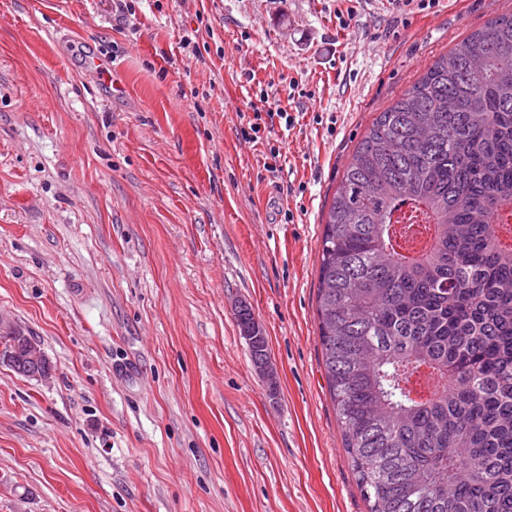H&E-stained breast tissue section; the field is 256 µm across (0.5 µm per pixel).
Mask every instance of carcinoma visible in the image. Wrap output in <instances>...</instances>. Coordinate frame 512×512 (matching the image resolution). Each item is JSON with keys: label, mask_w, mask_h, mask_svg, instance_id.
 I'll return each instance as SVG.
<instances>
[{"label": "carcinoma", "mask_w": 512, "mask_h": 512, "mask_svg": "<svg viewBox=\"0 0 512 512\" xmlns=\"http://www.w3.org/2000/svg\"><path fill=\"white\" fill-rule=\"evenodd\" d=\"M317 304L368 512H512V13L372 122L328 210Z\"/></svg>", "instance_id": "cac0c4a2"}]
</instances>
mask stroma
Listing matches in <instances>:
<instances>
[{
    "mask_svg": "<svg viewBox=\"0 0 512 512\" xmlns=\"http://www.w3.org/2000/svg\"><path fill=\"white\" fill-rule=\"evenodd\" d=\"M135 8L0 0V316L54 368L0 366V512H367L318 338L327 212L379 112L512 0ZM262 88L297 116L274 173L239 133Z\"/></svg>",
    "mask_w": 512,
    "mask_h": 512,
    "instance_id": "35a3bbf8",
    "label": "stroma"
}]
</instances>
